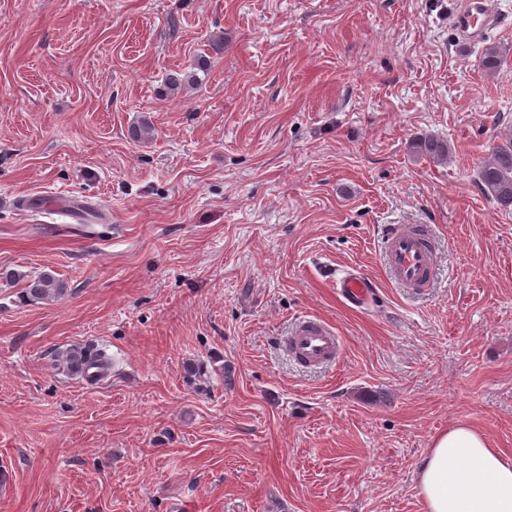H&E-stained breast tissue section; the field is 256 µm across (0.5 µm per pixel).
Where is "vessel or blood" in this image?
I'll return each mask as SVG.
<instances>
[{"label": "vessel or blood", "mask_w": 512, "mask_h": 512, "mask_svg": "<svg viewBox=\"0 0 512 512\" xmlns=\"http://www.w3.org/2000/svg\"><path fill=\"white\" fill-rule=\"evenodd\" d=\"M501 23V15L492 9L489 0H462L454 19L460 39L467 43L484 39ZM381 240L385 263L400 285L413 290L430 286L436 263L432 241L424 225H385ZM334 283L337 297L350 307H365L372 298V282L354 268L337 269ZM284 347L290 359L310 368L334 364L341 352L334 328L317 318L298 320L286 337Z\"/></svg>", "instance_id": "vessel-or-blood-1"}]
</instances>
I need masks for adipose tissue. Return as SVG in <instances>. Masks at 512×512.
<instances>
[{
  "instance_id": "1",
  "label": "adipose tissue",
  "mask_w": 512,
  "mask_h": 512,
  "mask_svg": "<svg viewBox=\"0 0 512 512\" xmlns=\"http://www.w3.org/2000/svg\"><path fill=\"white\" fill-rule=\"evenodd\" d=\"M426 512H512V458L458 422L436 435L417 469Z\"/></svg>"
}]
</instances>
